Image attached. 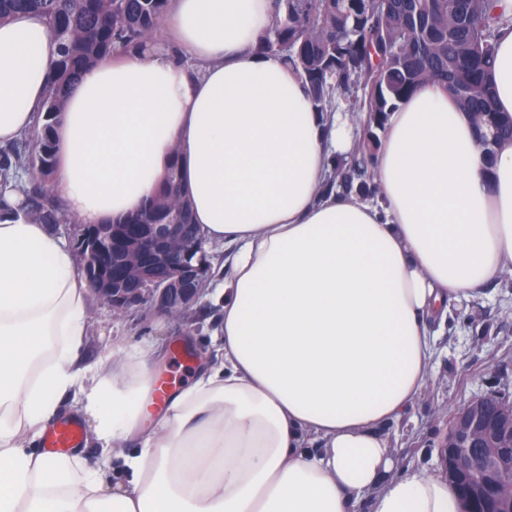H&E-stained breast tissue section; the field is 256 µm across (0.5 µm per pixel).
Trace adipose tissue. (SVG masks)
I'll list each match as a JSON object with an SVG mask.
<instances>
[{
	"instance_id": "1",
	"label": "adipose tissue",
	"mask_w": 512,
	"mask_h": 512,
	"mask_svg": "<svg viewBox=\"0 0 512 512\" xmlns=\"http://www.w3.org/2000/svg\"><path fill=\"white\" fill-rule=\"evenodd\" d=\"M271 0H170L167 36L88 70L53 128V191L115 224L177 166L203 238L234 249L210 300L220 364L155 406L161 344L87 374L91 291L46 225L0 220V512H462L443 473L403 469L382 434L431 381V322L512 268V143L428 81L396 103L377 199L322 193L357 132L258 50ZM183 53L186 63L173 59ZM58 58L44 21L0 22V147L32 131ZM512 115V27L495 45ZM112 452L30 451L68 392Z\"/></svg>"
}]
</instances>
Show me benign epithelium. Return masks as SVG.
<instances>
[{
  "label": "benign epithelium",
  "instance_id": "obj_1",
  "mask_svg": "<svg viewBox=\"0 0 512 512\" xmlns=\"http://www.w3.org/2000/svg\"><path fill=\"white\" fill-rule=\"evenodd\" d=\"M78 229V271L89 275L118 256L112 275L90 278L91 290L112 311L146 305L184 315L204 295L205 241L188 236L187 225L141 224L119 240L110 224ZM440 463L449 482L464 486L469 502L491 496L512 512V392H491L458 407L440 444Z\"/></svg>",
  "mask_w": 512,
  "mask_h": 512
}]
</instances>
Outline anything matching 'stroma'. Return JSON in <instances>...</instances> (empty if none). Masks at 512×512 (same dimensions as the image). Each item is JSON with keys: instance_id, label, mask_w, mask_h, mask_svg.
Wrapping results in <instances>:
<instances>
[{"instance_id": "obj_1", "label": "stroma", "mask_w": 512, "mask_h": 512, "mask_svg": "<svg viewBox=\"0 0 512 512\" xmlns=\"http://www.w3.org/2000/svg\"><path fill=\"white\" fill-rule=\"evenodd\" d=\"M450 311L470 314L468 326L432 323L435 378L416 403L413 421L390 425L385 432L401 465L415 470H438L439 441L452 410L512 383V277L491 285L478 299L455 302ZM219 318L218 309L205 300L174 318L143 306L116 315L95 296L82 359L95 368L115 343L128 347L143 340H162L166 343L162 379L169 387H180L190 380L192 354L209 351Z\"/></svg>"}]
</instances>
